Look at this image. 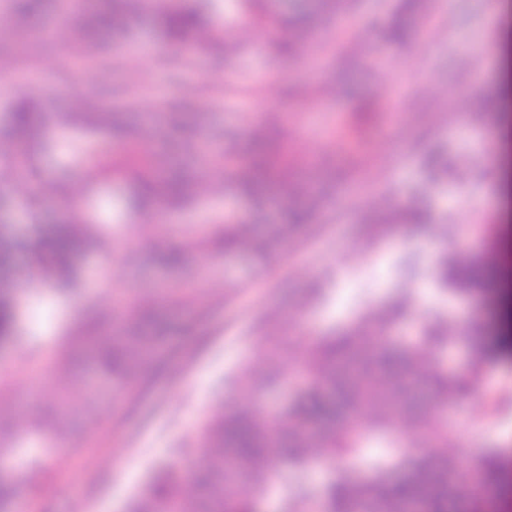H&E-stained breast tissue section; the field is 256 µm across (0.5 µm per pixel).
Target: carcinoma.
Wrapping results in <instances>:
<instances>
[{"instance_id":"cac0c4a2","label":"carcinoma","mask_w":512,"mask_h":512,"mask_svg":"<svg viewBox=\"0 0 512 512\" xmlns=\"http://www.w3.org/2000/svg\"><path fill=\"white\" fill-rule=\"evenodd\" d=\"M39 0H16L15 11L29 30L39 26ZM249 23L268 27L273 45L282 52L298 48L309 15L299 8L278 14L273 0H240ZM219 8L218 0H93L80 22L65 24V48L76 54L98 58L103 54L99 34L111 30L129 32L145 14L157 16L169 39L181 41L193 34L198 43L224 57V38L210 25L209 14ZM497 98L481 92L469 103V112H495ZM94 95L76 103L68 122L87 130L98 128L123 133L118 112ZM59 120L50 101L36 106L20 98L8 125L0 128V144L24 152L27 157L43 155L48 144L31 137L35 127ZM112 175L134 179L135 214L147 217L161 205H179L189 195L194 175L180 164L162 162L144 152L112 161ZM230 178L242 197L253 206H263L268 195L288 180V159L279 145L258 128L248 164ZM286 220L265 236L253 234L250 224L224 225V249L248 259L270 257L288 242L294 228L306 223L317 205L311 199L298 204L281 195ZM38 262L58 286L72 284L77 275L75 257L94 243L80 218L62 224H34ZM20 234H0V282H20L27 272L16 263L24 247ZM491 265L480 261H458L443 257L436 266V279L461 293L478 292L491 285ZM410 293L405 291L392 305L374 317L364 315L339 336L314 339L300 363L304 382L288 403L276 413L267 411L264 396L277 383L278 361L288 353V340L275 335L279 316L270 312L257 329L256 341L264 348L258 360L240 369L237 383L248 398L245 406L227 413L215 408L203 416L196 428L198 444L206 449L204 463L197 469L170 468L160 473L130 502L127 512H261L272 494L279 512H409L415 504L420 512H448V474L467 481L468 467L444 457L433 461L421 448H446L454 432L448 428V398L467 387L444 367L441 353L453 337L448 335V316L435 314L409 342H396L384 335L402 319ZM173 303L148 302L129 312H115L125 321L112 335L81 336L79 346L96 369L128 389L140 381L153 349L165 341L167 317ZM19 309L12 293L0 292V343L19 338ZM426 387L432 399L424 412L415 413L406 402L415 390ZM68 389L54 402L55 414L38 415L15 422L23 434L31 428L47 430L54 449L68 446L69 433L63 424ZM377 436L390 438L389 445L405 449L420 460L411 472L393 479L388 463L378 462L370 474L351 470L322 485L319 501L304 481L303 467L313 448L324 458L358 461L365 444ZM498 452L475 461L486 486L497 480ZM27 466L12 472L0 471V512L9 506L26 483Z\"/></svg>"}]
</instances>
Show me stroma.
Wrapping results in <instances>:
<instances>
[{"instance_id": "1", "label": "stroma", "mask_w": 512, "mask_h": 512, "mask_svg": "<svg viewBox=\"0 0 512 512\" xmlns=\"http://www.w3.org/2000/svg\"><path fill=\"white\" fill-rule=\"evenodd\" d=\"M401 0H349L350 26L335 17L316 18L304 51L280 56L265 28L239 32L236 0H223L212 23L226 33V58L217 62L194 48L193 39L167 40L156 16H144L131 37L103 33L106 68L83 73L54 40L57 2L44 0L41 20L52 38L43 51L28 52L35 36L16 30L10 0H0V42L12 57L0 70V126L7 124L19 94L50 97L66 112L91 89L125 105L129 129L162 101L202 89L184 125L207 132L209 152L225 167L249 157L255 105L275 108L283 121L272 130L287 153L295 181L307 182L321 205L308 226L277 262L245 260L217 242L216 230L250 219L257 228L282 220L278 193L260 214L230 181L197 185L186 207L164 213L167 235L153 233L124 203L129 180L112 177V158L130 148L126 137L68 129L54 152L28 169L18 183L13 169H0V190L25 199L26 210L0 218V228L25 230L31 218L57 224L84 216L99 245L80 252L76 282L67 290L20 284L24 326L19 343L0 344V413L41 412L63 380L57 365L72 337L96 318H111L113 292L127 306L153 294L179 292L171 328L134 392L109 385L89 399L73 393L67 425L71 449L48 453L39 434L21 441L22 455L41 467L26 484L12 512H125L130 500L165 463L200 464L203 450L192 431L206 409L232 411L243 398L235 372L253 360L260 320L278 311L281 334L295 351L312 337L338 334L369 305L387 302L407 284L413 314L393 325L392 336H415L425 319L447 306L460 330L478 323L496 352L486 362L481 397L459 396L448 412L456 433L448 457L474 459L499 445L498 431L512 433V212L500 201L512 178V155L500 150L504 127H512V76L504 55L512 42L494 22L495 7L512 0H422L409 15L404 45L386 42L383 29ZM352 45H338L342 28ZM386 84L368 122H358L359 98ZM493 90L501 111L471 117L455 108L460 90ZM443 152L448 176L434 182L429 157ZM401 210L418 204L448 226L388 224L379 236L364 219L377 204ZM460 243L469 259H492L490 289L462 295L443 290L433 274L448 242ZM183 250L181 265L159 262L161 252ZM414 258L412 273L403 262ZM109 281L110 289L100 288Z\"/></svg>"}]
</instances>
